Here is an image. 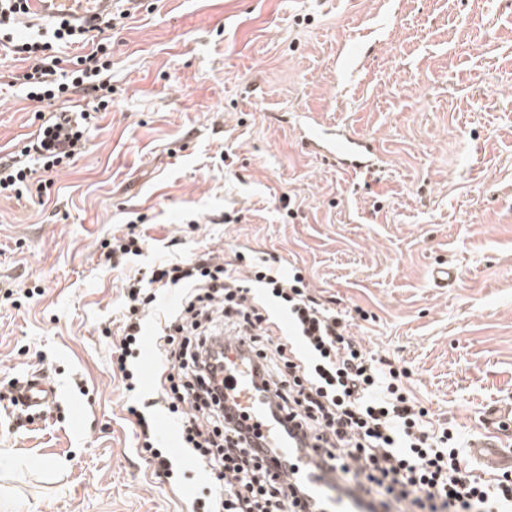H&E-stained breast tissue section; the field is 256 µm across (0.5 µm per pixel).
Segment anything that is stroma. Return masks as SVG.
<instances>
[{"instance_id":"1","label":"stroma","mask_w":512,"mask_h":512,"mask_svg":"<svg viewBox=\"0 0 512 512\" xmlns=\"http://www.w3.org/2000/svg\"><path fill=\"white\" fill-rule=\"evenodd\" d=\"M107 36L112 104L81 154L0 195V512L213 496L185 449L176 481L154 474L100 334L122 308L100 244L132 227L138 268L207 249L300 269L461 448L512 411V0H143ZM27 69L0 50V156L41 124ZM304 113L373 139L385 169L312 153ZM442 262L453 287L430 283ZM34 374L56 398L24 412Z\"/></svg>"}]
</instances>
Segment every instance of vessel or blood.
Instances as JSON below:
<instances>
[{
    "label": "vessel or blood",
    "mask_w": 512,
    "mask_h": 512,
    "mask_svg": "<svg viewBox=\"0 0 512 512\" xmlns=\"http://www.w3.org/2000/svg\"><path fill=\"white\" fill-rule=\"evenodd\" d=\"M21 19L24 22L50 21L64 18L83 28L95 26L112 11V0H26ZM304 138L325 156L336 159L351 172H368L384 163L374 142L351 135L345 128H327L314 118L304 123ZM228 387L235 392L236 400L246 409L252 423L267 438L270 447L283 449L287 459L280 472L284 481L301 482L313 494H328L333 484L330 474L316 467L315 452L304 436H297L296 450H289L285 431L289 427L286 416L271 414L272 397L258 393L259 382L253 369L246 363L225 375ZM56 397L54 386L44 378H30L17 392L20 404L28 410L39 411L50 406ZM502 438L488 432L472 443L473 455L489 470L512 468V453L505 452Z\"/></svg>",
    "instance_id": "obj_1"
}]
</instances>
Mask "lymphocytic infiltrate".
<instances>
[{
	"mask_svg": "<svg viewBox=\"0 0 512 512\" xmlns=\"http://www.w3.org/2000/svg\"><path fill=\"white\" fill-rule=\"evenodd\" d=\"M17 0H0V36L28 63L30 99L51 108L79 90L97 92L92 109L76 118L52 115L21 155L0 160V194L21 195L40 162L50 172L75 157L91 112L108 108L112 61L105 36L110 19L77 31L59 22L50 30L14 38ZM144 238L112 237L104 257L124 275L123 312L112 337L111 360L127 391L139 373L130 364L143 336L145 312L157 293H173L175 307L156 338L158 391L179 419L183 447L199 460L218 491L209 512H299L304 485L281 481L280 449L268 448L258 426L248 424L224 392V355L211 349L218 328L242 337L258 363L275 410L295 429L320 442V467L354 496L359 512H512V478L484 480L469 470L451 428H434L429 412L406 385L394 360L369 351L349 332L348 314L327 307L301 273L284 274L273 260L241 278L243 254L216 263L210 251L167 258L148 271L132 267ZM140 448L157 477L177 468L162 448L149 417L128 407Z\"/></svg>",
	"mask_w": 512,
	"mask_h": 512,
	"instance_id": "obj_1",
	"label": "lymphocytic infiltrate"
}]
</instances>
